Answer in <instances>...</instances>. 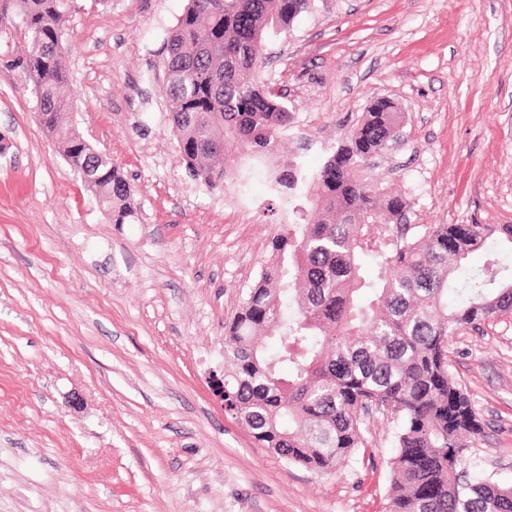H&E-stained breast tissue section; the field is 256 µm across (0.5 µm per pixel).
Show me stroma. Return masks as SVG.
<instances>
[{
	"mask_svg": "<svg viewBox=\"0 0 512 512\" xmlns=\"http://www.w3.org/2000/svg\"><path fill=\"white\" fill-rule=\"evenodd\" d=\"M187 0H71L70 120L132 189L123 224L37 121L21 27L0 28V512H385L374 466L328 473L258 446L225 415L232 320L282 232L268 166L212 190L180 161L163 93ZM315 169L371 100L406 114L371 178L414 224H512V0H309L265 46ZM452 373L487 424L466 460L512 484V320L461 331Z\"/></svg>",
	"mask_w": 512,
	"mask_h": 512,
	"instance_id": "35a3bbf8",
	"label": "stroma"
}]
</instances>
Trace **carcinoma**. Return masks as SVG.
<instances>
[{
	"label": "carcinoma",
	"instance_id": "carcinoma-1",
	"mask_svg": "<svg viewBox=\"0 0 512 512\" xmlns=\"http://www.w3.org/2000/svg\"><path fill=\"white\" fill-rule=\"evenodd\" d=\"M188 0L167 40L164 93L180 158L210 188L247 191L276 157L292 112L262 78L258 51L288 32L308 0ZM69 0H0V27L21 21L23 72L39 124L112 214L132 216L122 170L65 121L71 102L60 45ZM405 113L375 99L323 166L294 159L268 175L271 197L297 219L224 332L226 413L255 442L314 471L368 451L370 425H392L386 512H512V485L463 475L465 440L485 423L455 382L449 338L512 318V265L457 276L490 243L512 248V224H410L411 198L371 184L368 162L396 144ZM243 160L224 167L223 156Z\"/></svg>",
	"mask_w": 512,
	"mask_h": 512
}]
</instances>
